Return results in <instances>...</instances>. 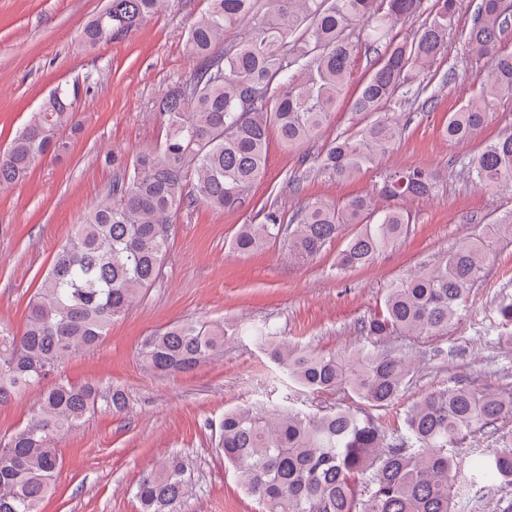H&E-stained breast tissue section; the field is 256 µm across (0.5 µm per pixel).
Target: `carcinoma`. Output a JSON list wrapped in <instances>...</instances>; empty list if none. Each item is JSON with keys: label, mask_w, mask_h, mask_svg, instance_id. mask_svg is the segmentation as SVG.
I'll list each match as a JSON object with an SVG mask.
<instances>
[{"label": "carcinoma", "mask_w": 512, "mask_h": 512, "mask_svg": "<svg viewBox=\"0 0 512 512\" xmlns=\"http://www.w3.org/2000/svg\"><path fill=\"white\" fill-rule=\"evenodd\" d=\"M169 0H108L81 30L94 48L127 36ZM458 0L437 9L410 41L389 40L391 20L416 15L421 0H209L188 28L185 48L196 60L189 80L157 104L165 138L138 152L108 190L94 201L62 243L28 304L24 331L0 324V406L24 390L46 384L72 357L93 349L108 327L161 276L172 216L202 204L235 209L264 175L270 130L297 147L313 139L349 90L355 58L351 34L371 46L385 44L351 101L370 120L327 143L320 168L350 179L401 139L405 127L384 105L398 96L412 71L443 57ZM249 23L238 42L218 49L224 32ZM512 28V0H481L465 45L477 57L494 56L479 91L448 113L450 140L466 139L487 123L491 110L512 97V52L499 50ZM79 85L49 93L8 149L0 153V185L23 181L41 158L65 145L58 132L78 126ZM474 182L494 189L512 180V134L489 141L467 163ZM437 175L421 167L392 170L379 194L406 200L429 194ZM411 215L401 206L373 208V198L342 204L312 199L283 224L274 208L258 224H243L234 249L251 253L282 236L297 258H311L346 224H362L340 253L337 269L369 264L381 249L407 234ZM512 225V215L462 239L436 263L387 289L380 309L358 323L365 344L342 354L255 340L302 389L326 394L350 389L355 408L301 414L286 407L240 406L224 412L218 448L241 485L264 512H452L459 462L448 447L459 437L512 418V390L454 387L427 393L396 434L368 413L392 404L415 372L407 355L387 348L395 336H440L467 307L471 288L489 262L485 242ZM224 325L185 322L146 337L144 366L158 376L195 370L224 349ZM104 404L127 408L120 391L103 394L92 384L56 380L43 390L30 420L0 442V512H39L62 469L56 442ZM472 479L512 490V442L484 455ZM188 487L184 461L172 456L141 476L135 492L140 512H178Z\"/></svg>", "instance_id": "obj_1"}]
</instances>
